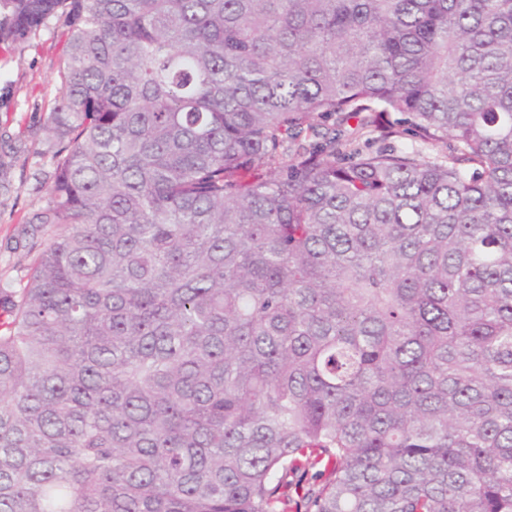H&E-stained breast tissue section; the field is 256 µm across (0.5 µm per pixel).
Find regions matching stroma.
<instances>
[{"label": "stroma", "mask_w": 512, "mask_h": 512, "mask_svg": "<svg viewBox=\"0 0 512 512\" xmlns=\"http://www.w3.org/2000/svg\"><path fill=\"white\" fill-rule=\"evenodd\" d=\"M64 15L27 38L0 43V288L23 287L49 235L27 219L47 202L53 171L44 121L56 106Z\"/></svg>", "instance_id": "1"}]
</instances>
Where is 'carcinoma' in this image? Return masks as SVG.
<instances>
[{
  "mask_svg": "<svg viewBox=\"0 0 512 512\" xmlns=\"http://www.w3.org/2000/svg\"><path fill=\"white\" fill-rule=\"evenodd\" d=\"M60 11L0 512H512V0Z\"/></svg>",
  "mask_w": 512,
  "mask_h": 512,
  "instance_id": "cac0c4a2",
  "label": "carcinoma"
}]
</instances>
